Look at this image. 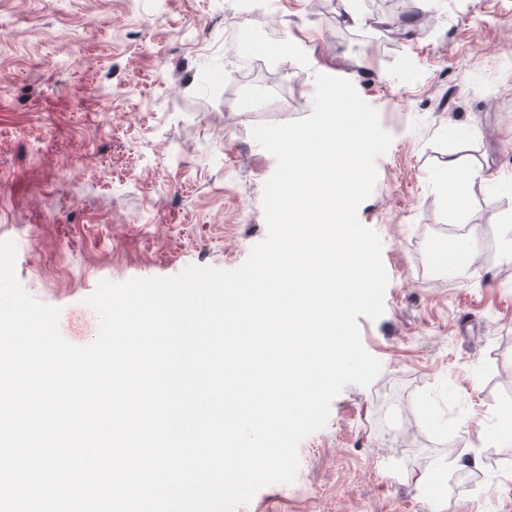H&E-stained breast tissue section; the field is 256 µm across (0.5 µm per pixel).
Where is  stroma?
Masks as SVG:
<instances>
[{
	"instance_id": "stroma-1",
	"label": "stroma",
	"mask_w": 512,
	"mask_h": 512,
	"mask_svg": "<svg viewBox=\"0 0 512 512\" xmlns=\"http://www.w3.org/2000/svg\"><path fill=\"white\" fill-rule=\"evenodd\" d=\"M411 4L356 0L349 26L341 0H0V240L73 345L99 334L100 281L244 264L276 168L251 131L309 116L315 74L393 137L358 209L389 276L382 316L358 319L381 371L334 398L295 482L238 512H512V0ZM451 154L480 173L462 207ZM460 241L467 277L442 276L432 254Z\"/></svg>"
}]
</instances>
